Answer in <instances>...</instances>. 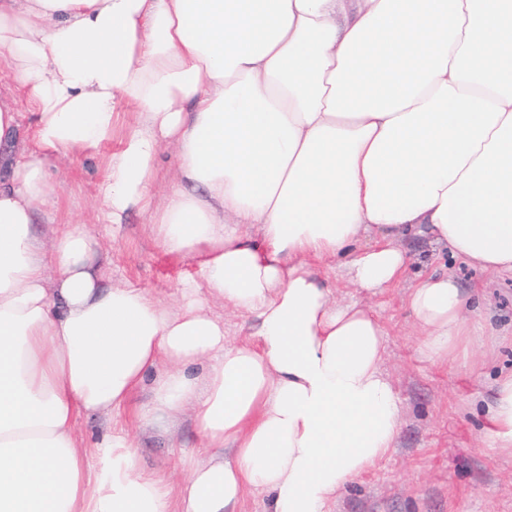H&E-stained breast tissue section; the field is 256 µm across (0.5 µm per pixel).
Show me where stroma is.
<instances>
[{
    "label": "stroma",
    "instance_id": "1",
    "mask_svg": "<svg viewBox=\"0 0 512 512\" xmlns=\"http://www.w3.org/2000/svg\"><path fill=\"white\" fill-rule=\"evenodd\" d=\"M48 174L59 188L56 221L86 223L100 243L105 277L176 305L177 282L193 264L157 249L146 213L130 210L120 225L94 223L99 171L93 163L65 160ZM454 270L479 298L470 316L474 355L452 369L420 356L405 286L368 298L388 331L384 369L401 400L402 433L386 460L337 494L331 512H512V453L494 447L488 433L495 380L512 369V278L494 279L461 263ZM150 401L149 387H142L115 422L138 441L139 469L180 483L181 458L199 444L194 414L184 411L172 431L152 430L136 418Z\"/></svg>",
    "mask_w": 512,
    "mask_h": 512
}]
</instances>
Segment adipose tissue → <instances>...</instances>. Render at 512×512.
I'll return each instance as SVG.
<instances>
[{"instance_id": "ef3b65f1", "label": "adipose tissue", "mask_w": 512, "mask_h": 512, "mask_svg": "<svg viewBox=\"0 0 512 512\" xmlns=\"http://www.w3.org/2000/svg\"><path fill=\"white\" fill-rule=\"evenodd\" d=\"M0 60V512H238L255 489L330 512L400 437L362 297L402 280L404 240L512 275V0H0ZM125 105L136 127L100 153ZM90 154L102 220L139 208L192 260L177 307L104 284L83 225L38 230L49 165ZM211 299L255 337L227 344ZM469 303L450 270L408 287L427 360L466 354ZM145 385L142 423L194 412L208 457L181 483L137 470L125 430L76 431ZM490 423L511 448L512 372ZM178 160L175 150L164 146L157 161L155 177L150 186V192L156 198L166 194L175 183ZM108 426L107 422L94 415H82L77 423L78 433L89 442H93L105 434Z\"/></svg>"}]
</instances>
